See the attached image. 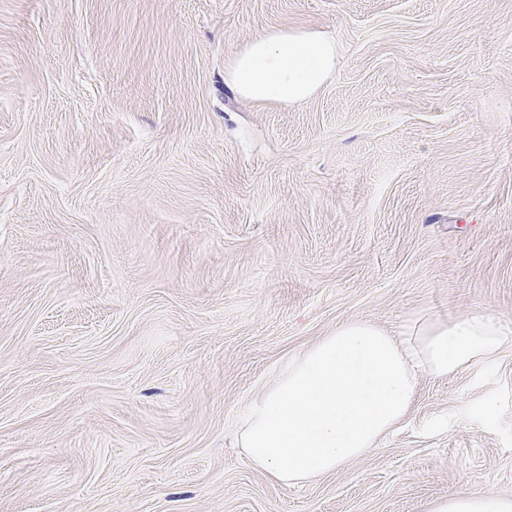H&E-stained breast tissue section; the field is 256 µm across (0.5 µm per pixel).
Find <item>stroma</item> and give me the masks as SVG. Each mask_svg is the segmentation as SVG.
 Returning a JSON list of instances; mask_svg holds the SVG:
<instances>
[{
  "mask_svg": "<svg viewBox=\"0 0 512 512\" xmlns=\"http://www.w3.org/2000/svg\"><path fill=\"white\" fill-rule=\"evenodd\" d=\"M270 27L335 37L313 99L225 86ZM477 311L512 328V0H0V512L512 496V346L316 482L233 444L336 325Z\"/></svg>",
  "mask_w": 512,
  "mask_h": 512,
  "instance_id": "35a3bbf8",
  "label": "stroma"
}]
</instances>
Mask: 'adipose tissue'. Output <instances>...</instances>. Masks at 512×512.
<instances>
[{"instance_id": "adipose-tissue-1", "label": "adipose tissue", "mask_w": 512, "mask_h": 512, "mask_svg": "<svg viewBox=\"0 0 512 512\" xmlns=\"http://www.w3.org/2000/svg\"><path fill=\"white\" fill-rule=\"evenodd\" d=\"M336 42L314 30L270 28L228 59L224 82L260 104L296 105L335 73ZM512 338L493 316H417L401 336L361 320L341 323L291 357L239 424L251 464L273 482L310 483L377 448L408 417L418 376L448 378L494 358ZM427 512H512V498L466 489Z\"/></svg>"}]
</instances>
